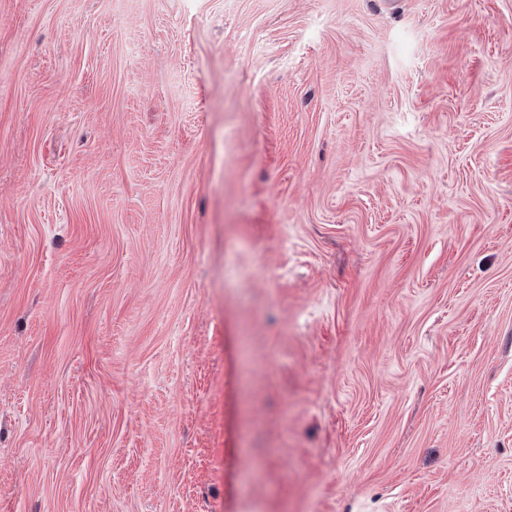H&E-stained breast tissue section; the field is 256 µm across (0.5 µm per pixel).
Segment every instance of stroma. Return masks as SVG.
<instances>
[{
	"label": "stroma",
	"instance_id": "35a3bbf8",
	"mask_svg": "<svg viewBox=\"0 0 512 512\" xmlns=\"http://www.w3.org/2000/svg\"><path fill=\"white\" fill-rule=\"evenodd\" d=\"M0 512H512V0H0Z\"/></svg>",
	"mask_w": 512,
	"mask_h": 512
}]
</instances>
